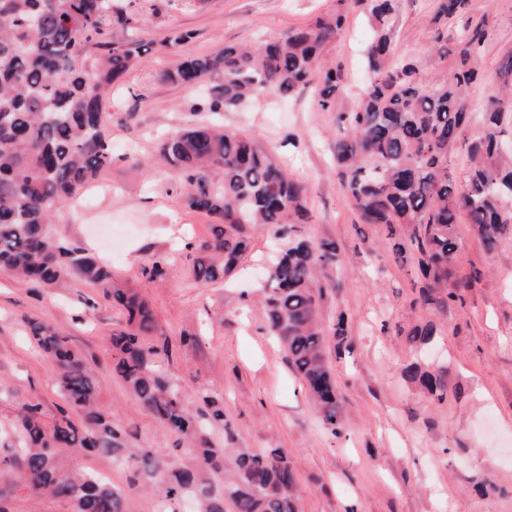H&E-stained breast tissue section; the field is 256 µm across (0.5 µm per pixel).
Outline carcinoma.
<instances>
[{"label":"carcinoma","mask_w":512,"mask_h":512,"mask_svg":"<svg viewBox=\"0 0 512 512\" xmlns=\"http://www.w3.org/2000/svg\"><path fill=\"white\" fill-rule=\"evenodd\" d=\"M202 2L150 0L149 9L159 15L177 4L186 9ZM356 2L371 21L363 57L369 78L348 112L338 110L348 94L341 68L320 67L324 49L343 29L346 0L284 38L186 57L162 78L187 87L209 84L204 111L213 115L267 94L314 88L315 106L336 113L331 151L342 189L365 223L383 224L399 239L397 253L413 248L422 276L419 300L444 310L470 287L455 277L457 225H471L490 251L512 237V151L499 148L512 112V56L499 67L497 93L472 109L466 96L480 78L486 21L469 19L457 33L443 26L465 13L467 0H436L433 55L441 63L451 56L459 65L434 83L421 78L413 61L395 59V0ZM139 20L134 0H0V270L35 288L71 279L103 288L126 315V326L111 336L113 371L147 412L191 442L194 463L124 447L112 410L100 400L95 370L53 327L32 322L31 336L66 406L49 422L38 402L17 410L18 447L0 462L13 472L11 481H0V512H9V500L20 494L62 499L70 512H126L121 491L70 467L68 454L80 450L125 465L132 486L152 485L169 501L193 497L196 512H297L288 454L213 447L206 425L187 409L179 385L162 368L167 342L146 340L156 331L148 304L115 280L102 259L51 230L58 207L112 163L104 102L142 54L138 42L116 38L112 29H133ZM194 38L191 30L171 27L159 49L174 54ZM473 126L479 133L470 136ZM459 147L469 161L463 179L451 157ZM159 153L177 171L188 207L214 226L213 240L186 244L193 248L199 283L233 274L249 249L250 225L272 228L287 240L267 274L266 329L317 403L324 429L340 435L342 404L319 320L318 285L319 273L339 262V252L333 241L301 234L300 225L309 220L306 185L246 134L210 119L173 132ZM435 335V325H416L406 341L426 345ZM403 376L433 395L448 391L445 368L411 363ZM71 409L81 421L72 419Z\"/></svg>","instance_id":"carcinoma-1"}]
</instances>
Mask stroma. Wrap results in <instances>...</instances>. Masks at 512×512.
<instances>
[{"label":"stroma","mask_w":512,"mask_h":512,"mask_svg":"<svg viewBox=\"0 0 512 512\" xmlns=\"http://www.w3.org/2000/svg\"><path fill=\"white\" fill-rule=\"evenodd\" d=\"M333 7L334 0H204L162 17L143 12L134 30L114 28V36L148 50L105 103L112 164L99 172L95 188H84V212L60 206L53 230L99 255L108 243L98 225L128 235L126 250L112 258V272L148 301L156 338L169 342L164 366L180 379L185 404L201 410L204 397L220 400L224 421L208 428L215 447L285 449L296 472L298 512H512V240L490 252L459 224L456 270L471 282L463 303L444 311L418 304L416 256H396L384 225L362 223L336 177L330 150L336 120L316 109L313 88L286 99H254L220 120L227 129L246 131L306 184L311 219L302 235L339 247V263L320 276V316L328 329L338 315L348 319L346 348L327 341L343 403L341 436L323 428L286 352L265 329L261 300L274 250L271 231L251 228L249 255L231 281L205 287L193 276L185 245L211 239L213 228L208 216L186 206L158 146L198 118L205 91L166 82L162 72L178 58L227 43L283 36ZM435 7L436 0H397L393 18L397 57L413 60L425 79L450 68L429 53ZM468 16L488 19L482 78L467 97L478 108L497 87V67L512 55V0H468ZM173 25L195 31V39L176 55L154 52L153 43ZM368 34L362 7H352L346 29L324 56L326 65H342L355 88L366 82ZM159 256L167 258L169 273L145 275L144 267ZM33 321L50 324L96 363L101 400L128 447L164 449L178 462H192L189 443L147 413L113 373L109 337L124 316L102 288L69 280L34 290L2 271L0 457L14 446L19 402L38 401L50 416L63 402L30 337ZM428 322L438 329L431 347L408 345L406 331ZM189 336L194 344L184 345ZM430 358L448 369L441 400L403 376L407 364ZM70 463L124 490L128 512H156L159 493L130 486L129 471L111 458L75 455Z\"/></svg>","instance_id":"stroma-1"}]
</instances>
